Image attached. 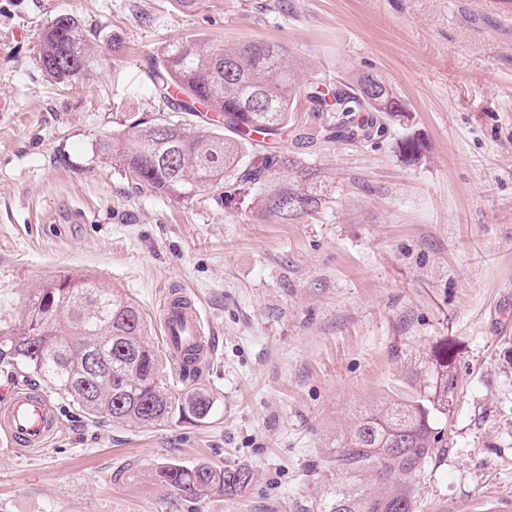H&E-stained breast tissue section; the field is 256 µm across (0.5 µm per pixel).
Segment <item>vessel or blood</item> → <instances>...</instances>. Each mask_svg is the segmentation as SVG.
Listing matches in <instances>:
<instances>
[{"instance_id": "vessel-or-blood-1", "label": "vessel or blood", "mask_w": 512, "mask_h": 512, "mask_svg": "<svg viewBox=\"0 0 512 512\" xmlns=\"http://www.w3.org/2000/svg\"><path fill=\"white\" fill-rule=\"evenodd\" d=\"M159 320L171 354L196 345L210 353L211 340L203 332L199 309L186 293L167 296ZM61 428L59 408L46 390L13 381L0 386V439L11 448L46 447Z\"/></svg>"}]
</instances>
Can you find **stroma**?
Wrapping results in <instances>:
<instances>
[{
    "mask_svg": "<svg viewBox=\"0 0 512 512\" xmlns=\"http://www.w3.org/2000/svg\"><path fill=\"white\" fill-rule=\"evenodd\" d=\"M70 14L96 35L83 79L55 83L40 35ZM282 42L301 83L387 77L406 116L351 147L288 138L328 202L277 224L251 199L182 201L132 188L99 142L175 113L149 66L173 40ZM120 52H113V44ZM416 136L418 160L400 153ZM76 276L136 302L156 345L165 289H186L214 340L199 384L210 424H95L59 400L46 448L0 447V512H299L356 410L431 370L452 345L445 446L417 512L512 500V0H0V325L36 288ZM249 465L233 500L186 498L152 473Z\"/></svg>",
    "mask_w": 512,
    "mask_h": 512,
    "instance_id": "35a3bbf8",
    "label": "stroma"
}]
</instances>
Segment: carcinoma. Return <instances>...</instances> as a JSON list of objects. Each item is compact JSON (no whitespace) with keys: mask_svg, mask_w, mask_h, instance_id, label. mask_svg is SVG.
I'll list each match as a JSON object with an SVG mask.
<instances>
[{"mask_svg":"<svg viewBox=\"0 0 512 512\" xmlns=\"http://www.w3.org/2000/svg\"><path fill=\"white\" fill-rule=\"evenodd\" d=\"M96 47L92 30L63 14L41 33L39 63L66 83L87 75ZM159 98L183 96L192 121L158 114L136 119L123 139H104L100 151L119 162L136 189L180 200L210 193L219 199L247 193L263 214L287 223L326 204L323 189L302 178H283L299 167L274 144L295 131L292 114L302 96L336 116L323 139L360 145L388 133L387 121L404 116L405 102L385 77L358 73L353 83L304 93L282 44L248 41L209 48L192 37L168 45L152 62ZM384 90L378 96L369 90ZM215 112V120L208 113ZM432 381L390 390L357 411L333 442L327 464L336 472L369 474L378 490L357 495L330 486L308 512H415L425 472L441 450L439 419L448 412V348L434 354ZM23 368L78 406L92 421L156 427L174 420L202 426L215 410L214 395L187 369L166 372L148 336L142 309L114 288L83 277L37 289L18 328H0V370ZM153 477L177 494L204 499L242 495L254 473L247 465L187 467L170 462Z\"/></svg>","mask_w":512,"mask_h":512,"instance_id":"1","label":"carcinoma"}]
</instances>
